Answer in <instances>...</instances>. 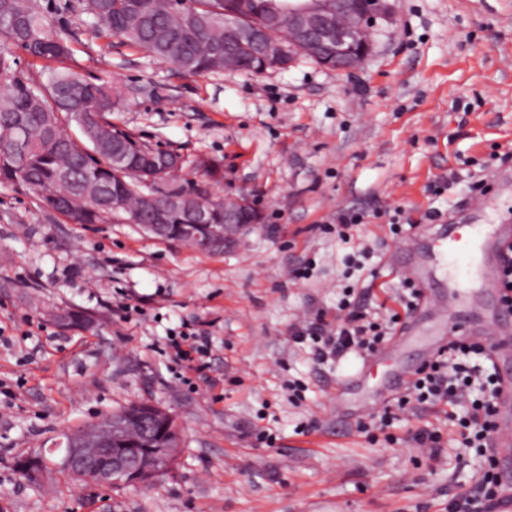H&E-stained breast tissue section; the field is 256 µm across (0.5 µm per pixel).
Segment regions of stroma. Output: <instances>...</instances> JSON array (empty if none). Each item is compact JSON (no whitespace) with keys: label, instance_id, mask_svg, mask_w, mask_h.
I'll use <instances>...</instances> for the list:
<instances>
[{"label":"stroma","instance_id":"1","mask_svg":"<svg viewBox=\"0 0 512 512\" xmlns=\"http://www.w3.org/2000/svg\"><path fill=\"white\" fill-rule=\"evenodd\" d=\"M39 2L47 25L78 33L71 69L119 81L117 129L224 164L221 184L187 167L169 186L248 196L264 220L203 251L122 217L70 223L0 183V512H443L449 492L473 488L483 458L433 471L403 443L431 411L396 425L390 447L337 415L336 383L357 355L316 363L312 341L289 330L347 291L398 309L391 254L430 232L429 209L445 224H512V0H396L395 24L373 32L349 75L302 57L260 75H191L99 32L83 0ZM499 173L505 184L472 212L474 182ZM346 211L365 222L343 241ZM122 303L138 308L130 320ZM69 311L84 323L62 326ZM197 323L207 377L188 383L166 345ZM137 401L177 419L173 474L110 490L15 470L16 457Z\"/></svg>","mask_w":512,"mask_h":512}]
</instances>
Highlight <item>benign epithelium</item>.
Wrapping results in <instances>:
<instances>
[{
  "instance_id": "benign-epithelium-1",
  "label": "benign epithelium",
  "mask_w": 512,
  "mask_h": 512,
  "mask_svg": "<svg viewBox=\"0 0 512 512\" xmlns=\"http://www.w3.org/2000/svg\"><path fill=\"white\" fill-rule=\"evenodd\" d=\"M396 15L393 0H312V4L288 8V31L257 28L254 39H277L288 44V62L297 52L322 57L325 34L336 30V61L329 68L338 73L354 71L372 51L370 30L391 22ZM363 41V56L353 57L341 48L348 38ZM260 214L246 197L224 199V223L209 224L201 215L193 224H178L173 235L205 238L209 248L224 249V243L243 228L257 224ZM174 416L149 402H133L122 423L110 416L93 421L80 438L70 441L62 461L31 455L15 462L23 474L46 473L43 466L63 468L85 484L105 489L116 486L145 488L163 472L172 473L179 458L180 435L171 425Z\"/></svg>"
}]
</instances>
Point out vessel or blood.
<instances>
[{"mask_svg": "<svg viewBox=\"0 0 512 512\" xmlns=\"http://www.w3.org/2000/svg\"><path fill=\"white\" fill-rule=\"evenodd\" d=\"M512 248V224H443L433 238L428 266L418 265L415 248H408L396 268L414 284L424 282L430 271L448 273V296L427 297L435 316L427 346L436 356L456 340H471L473 322L481 316L492 318L496 340L490 358L499 376L492 455L500 490L495 512H512V306L504 300L505 290L498 277L502 256ZM385 359L383 352L361 358L355 372L339 379L337 393L354 383L368 382L374 365Z\"/></svg>", "mask_w": 512, "mask_h": 512, "instance_id": "vessel-or-blood-1", "label": "vessel or blood"}]
</instances>
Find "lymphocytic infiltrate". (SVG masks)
Segmentation results:
<instances>
[{"instance_id":"1","label":"lymphocytic infiltrate","mask_w":512,"mask_h":512,"mask_svg":"<svg viewBox=\"0 0 512 512\" xmlns=\"http://www.w3.org/2000/svg\"><path fill=\"white\" fill-rule=\"evenodd\" d=\"M400 322L398 313L382 315L370 311L364 300L345 298L340 300L335 313L320 310L312 318L294 325L293 336L298 340H316L312 351L316 362H338L351 353L375 351L387 336L395 333ZM486 355L480 344L454 342L418 372L396 405L384 407L370 422L360 423L359 432L369 433L375 426L386 432L387 442H394L389 429L414 401L437 415L436 425L421 426L409 433L410 441L432 465L441 463L445 450L443 438L447 435L453 437L459 448H473L481 456H489L496 430L498 379L494 369L480 365V358ZM496 488L494 472H486L477 487L451 495L448 512H488Z\"/></svg>"}]
</instances>
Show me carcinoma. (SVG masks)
<instances>
[{"label":"carcinoma","instance_id":"obj_1","mask_svg":"<svg viewBox=\"0 0 512 512\" xmlns=\"http://www.w3.org/2000/svg\"><path fill=\"white\" fill-rule=\"evenodd\" d=\"M289 0H85V11L99 26L151 56L188 74L220 71L232 64L259 74L271 68L280 48L257 51L247 40L224 36L229 22L251 29L288 23ZM49 60L72 54L64 34L50 31L37 0H0V182L26 187L48 209L74 224H101L125 213L139 224L157 214L168 224H187L204 213L224 223V205L198 189L156 187L171 176L172 153L152 149L112 125L109 115L120 104L118 86L96 84L69 68L48 70L46 80L23 77L14 49ZM76 124L90 151L73 144L66 127ZM128 166L114 164L113 154ZM214 184L224 177L219 162L192 160Z\"/></svg>","mask_w":512,"mask_h":512}]
</instances>
